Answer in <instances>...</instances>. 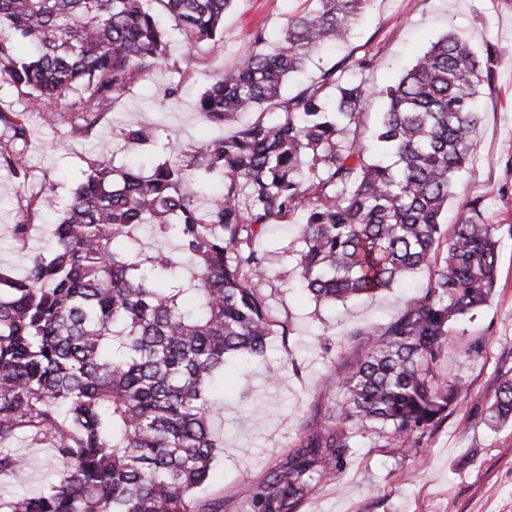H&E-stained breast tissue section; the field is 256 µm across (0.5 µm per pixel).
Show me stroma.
<instances>
[{"label": "stroma", "instance_id": "35a3bbf8", "mask_svg": "<svg viewBox=\"0 0 512 512\" xmlns=\"http://www.w3.org/2000/svg\"><path fill=\"white\" fill-rule=\"evenodd\" d=\"M305 6V0H234L220 46L190 55L172 37L165 63L139 78L84 137L71 136L66 104L30 109L24 95L0 81V111L24 114L31 130L22 147L28 178L0 167V266L18 274L30 252L48 251L49 228L61 214L36 208V198L50 194L65 204L92 160L117 166L163 160L160 148L127 142L121 129L155 126L160 140L198 148L223 133L196 109L208 78L251 54L255 32H264L268 46L279 44L289 16ZM449 31L469 41L491 75L475 97L480 123L472 160L442 221L458 223L475 207L498 226L496 288L474 317L457 323L442 351L439 372L462 386L456 407L407 452L366 435L300 512H512V424L487 422L499 386L512 377V0H374L348 38L313 55L285 91L292 95L319 81L346 57L372 59L353 79L384 88ZM301 221L295 215L269 226L259 240L269 253L263 286L271 317L288 325V337L274 338L265 356L229 360L214 383L219 452L200 496L223 499L226 512H251L255 487L333 414L341 397L334 380L362 353L351 330L389 322L403 297L419 292L428 278L422 271L404 285L344 305L315 303L301 290L290 253ZM17 224L31 227L26 244L13 237Z\"/></svg>", "mask_w": 512, "mask_h": 512}]
</instances>
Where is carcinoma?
I'll use <instances>...</instances> for the list:
<instances>
[{
    "label": "carcinoma",
    "instance_id": "obj_1",
    "mask_svg": "<svg viewBox=\"0 0 512 512\" xmlns=\"http://www.w3.org/2000/svg\"><path fill=\"white\" fill-rule=\"evenodd\" d=\"M234 0H0V79L40 109L69 102L70 132L88 135L137 77L161 65L175 23L188 53L223 39ZM373 0H314L288 18L281 45L214 77L198 111L220 125L259 118L198 150L169 142L147 169L88 163L51 255L24 274L0 271V479L26 466L22 438L50 448L61 470L37 491L0 485V512H224L196 497L218 440L212 381L232 357L262 356L275 333L260 288L266 254L254 241L301 212L296 268L317 302L373 296L427 269L426 287L392 322L365 325L363 348L339 381L331 422L270 472L253 512H297L316 483L371 432L410 442L438 422L460 383L437 361L458 320L496 287L498 227L479 210L440 224L470 161L481 62L453 34L433 42L385 98L371 135L349 79L372 60H343L297 95L287 77L342 41ZM0 165L18 170L24 119L0 113ZM165 242L152 249L142 227ZM490 422L512 419V379Z\"/></svg>",
    "mask_w": 512,
    "mask_h": 512
}]
</instances>
